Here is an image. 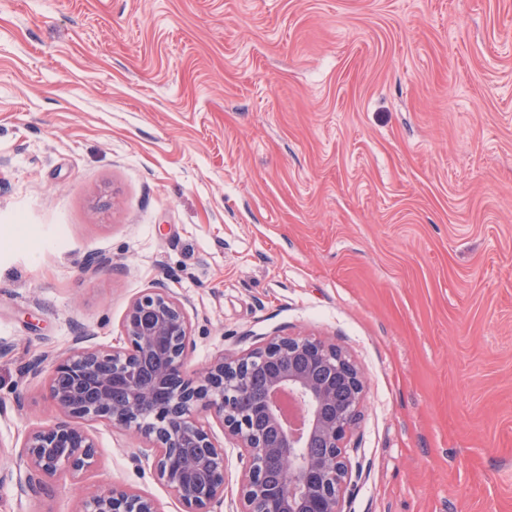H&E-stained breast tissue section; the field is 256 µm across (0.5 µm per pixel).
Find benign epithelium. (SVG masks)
Segmentation results:
<instances>
[{
    "label": "benign epithelium",
    "instance_id": "benign-epithelium-1",
    "mask_svg": "<svg viewBox=\"0 0 512 512\" xmlns=\"http://www.w3.org/2000/svg\"><path fill=\"white\" fill-rule=\"evenodd\" d=\"M125 347H91L87 331L69 354L24 372L48 371V395L60 418L32 429L16 463L33 493L63 472L76 478L97 459L93 438L76 419L132 429L153 450L152 468L185 512H212L224 499V449L194 416L212 412L241 449L239 506L231 512H343L347 446L363 403L364 379L334 344L270 336L250 351L219 354L196 377L185 374L192 348L188 303L156 283L128 306ZM302 409L295 422L285 406ZM79 512H159L131 489L102 486Z\"/></svg>",
    "mask_w": 512,
    "mask_h": 512
}]
</instances>
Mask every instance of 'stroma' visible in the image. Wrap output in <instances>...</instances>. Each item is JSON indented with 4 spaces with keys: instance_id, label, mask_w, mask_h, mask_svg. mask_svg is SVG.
I'll list each match as a JSON object with an SVG mask.
<instances>
[{
    "instance_id": "stroma-1",
    "label": "stroma",
    "mask_w": 512,
    "mask_h": 512,
    "mask_svg": "<svg viewBox=\"0 0 512 512\" xmlns=\"http://www.w3.org/2000/svg\"><path fill=\"white\" fill-rule=\"evenodd\" d=\"M158 282L187 372L274 335L357 365L343 512H512V0H0L1 445L58 416L22 364L123 347ZM85 427L79 479L0 458V512L106 483L183 512Z\"/></svg>"
}]
</instances>
